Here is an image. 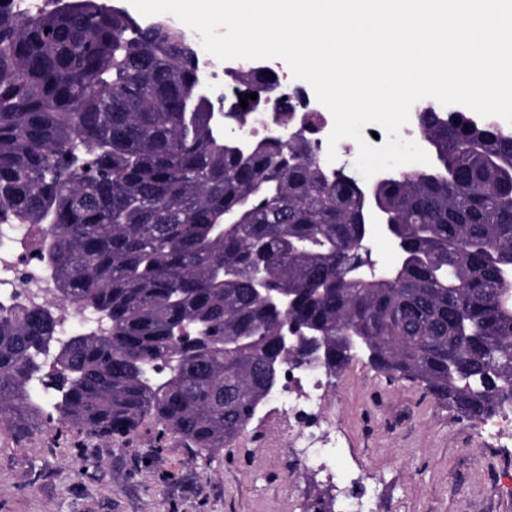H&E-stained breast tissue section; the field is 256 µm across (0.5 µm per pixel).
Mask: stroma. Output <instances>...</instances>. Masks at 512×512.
<instances>
[{"instance_id": "35a3bbf8", "label": "stroma", "mask_w": 512, "mask_h": 512, "mask_svg": "<svg viewBox=\"0 0 512 512\" xmlns=\"http://www.w3.org/2000/svg\"><path fill=\"white\" fill-rule=\"evenodd\" d=\"M341 445L336 470L378 498L377 512H512V436L389 379L367 359L330 377L323 408ZM294 422L270 399L231 447L194 457L156 449L144 424L126 439L0 424V512H351L334 482L302 464Z\"/></svg>"}]
</instances>
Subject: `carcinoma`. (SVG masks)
Listing matches in <instances>:
<instances>
[{"label": "carcinoma", "instance_id": "carcinoma-1", "mask_svg": "<svg viewBox=\"0 0 512 512\" xmlns=\"http://www.w3.org/2000/svg\"><path fill=\"white\" fill-rule=\"evenodd\" d=\"M184 31L121 0H0V235L32 226L52 300H0V422L110 438L151 420L195 455L228 448L318 349L367 341L379 372L487 420L512 405V135L419 112L434 157L379 181L307 136L243 146L201 97ZM239 89L278 92L245 69ZM397 260L369 274L367 200ZM101 317L60 331L68 310ZM294 324L302 338L285 346ZM318 339L312 345L309 337Z\"/></svg>", "mask_w": 512, "mask_h": 512}]
</instances>
